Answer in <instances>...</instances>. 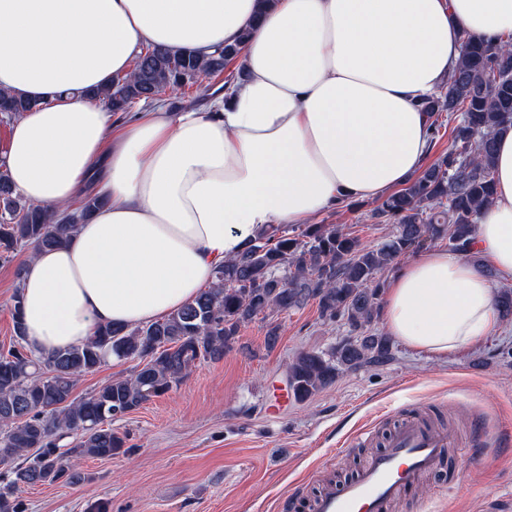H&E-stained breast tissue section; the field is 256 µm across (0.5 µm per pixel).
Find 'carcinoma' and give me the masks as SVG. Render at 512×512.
<instances>
[{
	"label": "carcinoma",
	"mask_w": 512,
	"mask_h": 512,
	"mask_svg": "<svg viewBox=\"0 0 512 512\" xmlns=\"http://www.w3.org/2000/svg\"><path fill=\"white\" fill-rule=\"evenodd\" d=\"M249 36L246 30L237 43L203 59L148 46L102 100L114 113L139 101L160 103L169 90L224 74L242 57ZM462 43L446 91L422 104L432 114L433 142L442 128L440 113L454 118L450 148L373 208L371 218L395 225L381 245L369 247L337 224L272 226L218 266L212 286L179 311L142 326H100L86 343L47 357L26 346L22 298L15 292V343L0 353V512H23L19 493L25 488L82 480L77 464L84 459L125 453L127 437L112 430L113 420L178 386L196 362L223 359L243 326L273 312L312 300L324 320H343L358 332L329 353L296 356L288 386L299 402L332 384L342 370L390 361L389 339L370 332L384 288L378 274L439 240L461 255L470 253L477 219L494 193L496 138L512 128V42L465 32ZM33 106L0 93V114L9 119ZM104 203V197L88 194L56 218L24 202L1 171L0 256L26 246H63L77 223ZM111 358L136 365L130 375L74 396L80 378Z\"/></svg>",
	"instance_id": "cac0c4a2"
}]
</instances>
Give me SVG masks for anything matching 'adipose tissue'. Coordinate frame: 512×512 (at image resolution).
Here are the masks:
<instances>
[{
	"label": "adipose tissue",
	"instance_id": "ef3b65f1",
	"mask_svg": "<svg viewBox=\"0 0 512 512\" xmlns=\"http://www.w3.org/2000/svg\"><path fill=\"white\" fill-rule=\"evenodd\" d=\"M246 28V76L208 110L117 123L92 97L145 46L207 56ZM464 30L511 35L512 0H277L263 14L257 0H0V91L38 102L0 164L51 212L91 190L108 199L65 245L26 258L28 348L161 319L269 226L416 177L430 152L420 103L446 84ZM474 236L512 278V130L496 140L495 195ZM496 298L477 266L435 250L391 276L384 323L445 359L495 329Z\"/></svg>",
	"mask_w": 512,
	"mask_h": 512
}]
</instances>
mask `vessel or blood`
Returning a JSON list of instances; mask_svg holds the SVG:
<instances>
[{
  "label": "vessel or blood",
  "instance_id": "b4317fda",
  "mask_svg": "<svg viewBox=\"0 0 512 512\" xmlns=\"http://www.w3.org/2000/svg\"><path fill=\"white\" fill-rule=\"evenodd\" d=\"M485 442L486 432L480 428L463 449L451 429L406 418L392 429L385 450L370 457L353 480L341 486L323 482L307 508L309 512H394L423 475L442 466L449 449L460 448L461 469H475L481 464Z\"/></svg>",
  "mask_w": 512,
  "mask_h": 512
}]
</instances>
